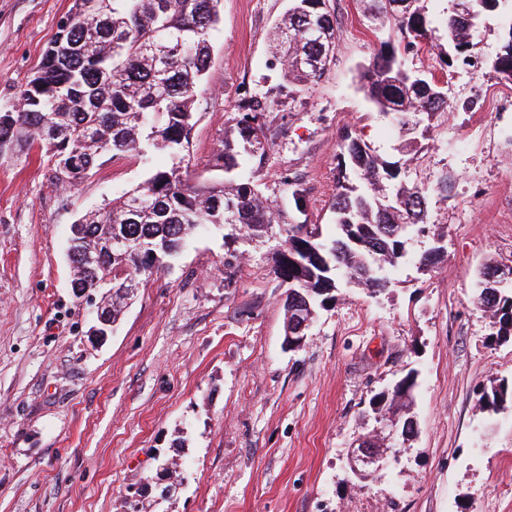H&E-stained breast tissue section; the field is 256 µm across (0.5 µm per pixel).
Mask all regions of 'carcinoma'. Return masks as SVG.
<instances>
[{"instance_id":"1","label":"carcinoma","mask_w":512,"mask_h":512,"mask_svg":"<svg viewBox=\"0 0 512 512\" xmlns=\"http://www.w3.org/2000/svg\"><path fill=\"white\" fill-rule=\"evenodd\" d=\"M73 0L70 22L44 51L40 65L22 86L19 103L0 108L12 113L0 127L7 145L35 147L52 160L55 151L76 161L71 171L53 163L51 184L77 185L78 170L95 167L102 155H161L149 177L121 197L90 211L71 227L68 258L79 288H112V321L124 312V301L142 277L159 270L186 240L208 224H220L224 239L236 243L268 234L274 238L275 274L288 281L284 306L304 307L314 319L318 309L336 299L347 281L372 293L388 288V270L405 261L410 241L430 233L426 224L428 193L410 184L406 168L381 159L371 147L349 134L337 154L336 194L330 210L334 234L323 236L319 224H295L289 213L271 205L247 176L251 157L266 149L261 113L246 99L233 133L218 156L227 177L198 186L184 177L193 127L192 105L212 62L213 31L219 20L218 0ZM375 27L387 39L360 81L368 100L392 116L404 132L427 138L438 116L448 111V90L435 75L407 66L405 57L432 46V21L424 0H360ZM449 70L480 60L475 41L477 21L506 0H450ZM329 0H288L276 24L275 56L285 75L305 90L321 81L333 62L338 36ZM512 81V18L502 33V46L490 63ZM122 246L106 248L109 238ZM98 251L96 264L83 266L88 251ZM487 265L479 271L477 304L491 319L495 336L512 337V287L492 285ZM479 402L497 413L512 404L506 381L482 391ZM410 400L384 392L370 405L387 420Z\"/></svg>"}]
</instances>
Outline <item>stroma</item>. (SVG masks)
<instances>
[{
	"mask_svg": "<svg viewBox=\"0 0 512 512\" xmlns=\"http://www.w3.org/2000/svg\"><path fill=\"white\" fill-rule=\"evenodd\" d=\"M72 0H0V106L18 93ZM340 43L327 76L296 91L273 54L287 0H221L211 68L193 110L189 179L220 182L242 98L264 110L249 170L295 223L331 233L339 136L410 160L431 192L435 236L412 243L378 295L348 283L300 347L285 342L273 241L225 243L209 225L143 279L108 336L69 285L70 228L145 180L149 158L104 154L71 189L38 151L0 153V512H512V409L481 390L512 382V340L477 306L478 272L512 266V82L490 65L501 20L477 39L487 64L457 70L429 139L400 132L358 88L384 32L358 0H329ZM434 46L410 67L440 73L448 0H425ZM296 182L306 204L296 209ZM441 247L433 272L416 260ZM413 375L416 430L367 481L349 465L373 434L370 398ZM177 462L159 476V464ZM479 402L493 413L505 409L508 403L512 406V385L504 380L498 384L493 383L490 390L483 389Z\"/></svg>",
	"mask_w": 512,
	"mask_h": 512,
	"instance_id": "obj_1",
	"label": "stroma"
}]
</instances>
